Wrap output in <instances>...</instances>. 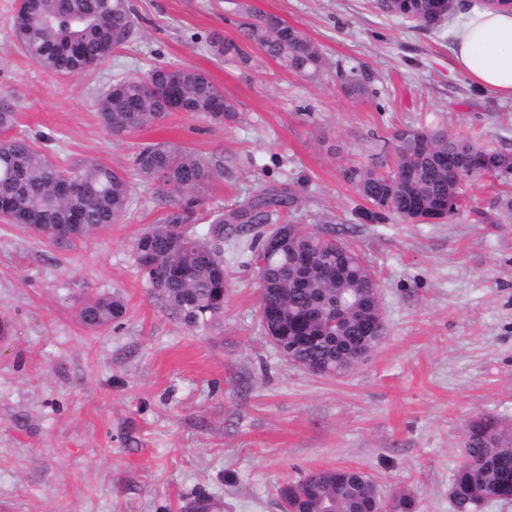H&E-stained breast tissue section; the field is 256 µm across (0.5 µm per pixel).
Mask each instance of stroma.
Here are the masks:
<instances>
[{
	"mask_svg": "<svg viewBox=\"0 0 512 512\" xmlns=\"http://www.w3.org/2000/svg\"><path fill=\"white\" fill-rule=\"evenodd\" d=\"M133 41L103 67L63 77L34 64L11 34L19 0H0V92L16 133L65 166L96 160L129 170L138 146L171 142L221 157L201 215L267 188L303 201L302 221L350 244L379 283L386 337L341 375L282 358L257 318L254 265L224 243V315L194 332L150 295L131 244L162 215L138 184L124 221L54 241L0 222V512H278L279 487L323 468L358 467L383 496L403 489L415 512H451L448 485L468 423L512 429V221L478 222L506 187L464 186L452 220H359L342 178L351 165L388 164L381 139L406 125L512 154V101L456 67L453 28L381 12L375 0H130ZM246 3L320 45L312 81L251 48L252 63L215 57L213 35L239 37ZM156 65L206 71L237 111L224 123L172 112L115 136L98 94ZM367 71L368 91L341 76ZM122 295L120 325L91 330L78 301Z\"/></svg>",
	"mask_w": 512,
	"mask_h": 512,
	"instance_id": "stroma-1",
	"label": "stroma"
}]
</instances>
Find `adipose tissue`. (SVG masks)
Here are the masks:
<instances>
[{
	"mask_svg": "<svg viewBox=\"0 0 512 512\" xmlns=\"http://www.w3.org/2000/svg\"><path fill=\"white\" fill-rule=\"evenodd\" d=\"M453 54L474 85L512 101V12L474 11L455 30Z\"/></svg>",
	"mask_w": 512,
	"mask_h": 512,
	"instance_id": "obj_1",
	"label": "adipose tissue"
}]
</instances>
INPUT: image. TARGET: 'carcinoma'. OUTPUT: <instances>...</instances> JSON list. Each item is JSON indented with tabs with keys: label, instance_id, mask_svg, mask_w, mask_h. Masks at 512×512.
Segmentation results:
<instances>
[{
	"label": "carcinoma",
	"instance_id": "carcinoma-1",
	"mask_svg": "<svg viewBox=\"0 0 512 512\" xmlns=\"http://www.w3.org/2000/svg\"><path fill=\"white\" fill-rule=\"evenodd\" d=\"M436 2L395 0L390 13L433 27L470 8L463 0H446L440 12ZM239 28L238 41L218 34L211 38L215 56L245 65L251 60L245 46L255 45L288 72L312 78L322 74L319 46L277 16L246 5ZM12 29L17 46L33 63L59 76L77 77L104 65L131 42L136 23L128 0H20ZM149 82L155 91H147ZM172 108L216 123L236 112L208 74L194 68L157 65L144 75L115 80L99 94L102 122L116 136L154 127ZM16 122L14 103L1 93L0 131ZM388 143L396 156L393 169L354 165L343 171L345 181L368 203L358 213L367 222H412L427 212L450 219L458 212L464 183L484 175L512 180L509 170L499 168L503 152L439 129L406 126L395 130ZM402 168L412 171L411 180L397 176ZM132 171L167 202L162 216L133 242L134 260L150 294L186 327L206 329L224 316L229 279L224 225H237L245 236L255 224H273L283 231L277 255L268 256L270 231L260 232L249 248L256 250L258 319L266 335L279 337L276 350L331 375L353 368L375 349L376 337L367 335L364 323L380 313L379 294L365 286L366 271L353 250L298 223L301 200L296 194L268 189L232 209L210 212L203 224L198 217L201 193L221 174L220 165L192 149L146 142L134 154ZM71 177L88 184L90 192L63 195L61 185ZM133 197V182L121 170L94 161L63 168L26 135L0 140V220L82 239L121 222ZM478 215L492 224L512 217V195L497 197L490 211ZM338 310L344 314L340 321L333 317ZM125 314L118 293L79 303V317L89 328L117 326ZM471 428L448 488L453 512H478L491 502L512 501V430L486 416L473 420ZM372 485L359 468L315 470L280 486L278 506L288 512H325L328 503L332 512H414L411 495L400 491L376 499Z\"/></svg>",
	"mask_w": 512,
	"mask_h": 512
}]
</instances>
